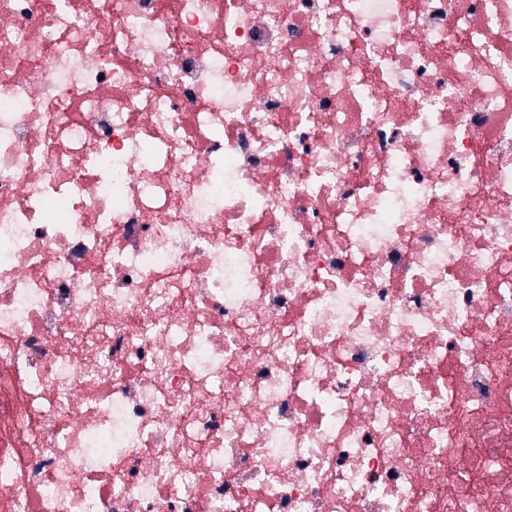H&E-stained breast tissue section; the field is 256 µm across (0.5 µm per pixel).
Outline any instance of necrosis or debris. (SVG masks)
I'll use <instances>...</instances> for the list:
<instances>
[{"instance_id": "4bbe7bcc", "label": "necrosis or debris", "mask_w": 512, "mask_h": 512, "mask_svg": "<svg viewBox=\"0 0 512 512\" xmlns=\"http://www.w3.org/2000/svg\"><path fill=\"white\" fill-rule=\"evenodd\" d=\"M0 512H512V0H0Z\"/></svg>"}]
</instances>
